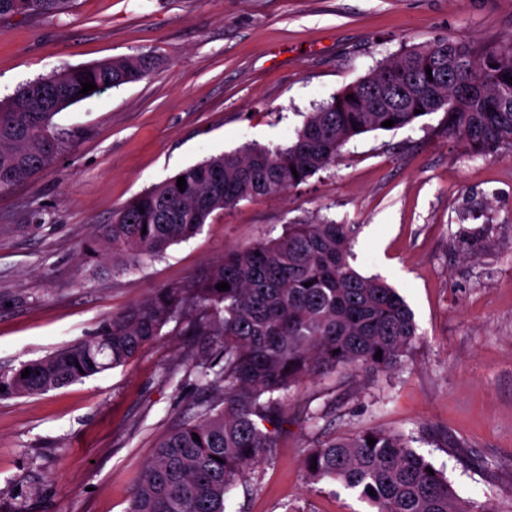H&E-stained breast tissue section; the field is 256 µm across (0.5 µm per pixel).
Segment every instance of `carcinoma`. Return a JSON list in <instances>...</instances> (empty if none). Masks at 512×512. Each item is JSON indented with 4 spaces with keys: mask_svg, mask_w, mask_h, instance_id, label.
<instances>
[{
    "mask_svg": "<svg viewBox=\"0 0 512 512\" xmlns=\"http://www.w3.org/2000/svg\"><path fill=\"white\" fill-rule=\"evenodd\" d=\"M73 3L0 0V18L57 15ZM151 68L145 56L102 61L30 81L1 101L0 191L63 151L64 137L48 132L61 110L137 82ZM506 75L512 77V47L480 56L468 43L446 38L407 50L311 113L291 145L207 158L179 172L186 180L182 192L175 176L153 186L118 209L88 250L112 260V272H124L192 237L218 209L297 187L334 163L352 138L382 129L388 119L399 129L441 110L448 133L470 150L511 153ZM86 81L97 89L82 95ZM354 230L332 220L290 224L276 239L227 251L194 278L158 290L82 341L0 370V398L43 394L122 366L172 319L186 317L189 335L224 339L220 358L202 357L195 365L198 381L217 391L222 408L204 409L157 442L129 512H225V495L276 447L286 423L282 395L320 374L390 372L417 336L414 315L396 289L350 264ZM221 282L230 289L217 290ZM27 368L30 375L21 377ZM369 437L376 439L372 446ZM430 467L404 435L378 430L326 441L305 459L310 480L331 479L377 512H475Z\"/></svg>",
    "mask_w": 512,
    "mask_h": 512,
    "instance_id": "cac0c4a2",
    "label": "carcinoma"
}]
</instances>
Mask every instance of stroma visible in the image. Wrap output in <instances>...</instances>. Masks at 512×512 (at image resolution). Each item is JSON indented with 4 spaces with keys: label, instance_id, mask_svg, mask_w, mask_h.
Listing matches in <instances>:
<instances>
[{
    "label": "stroma",
    "instance_id": "1",
    "mask_svg": "<svg viewBox=\"0 0 512 512\" xmlns=\"http://www.w3.org/2000/svg\"><path fill=\"white\" fill-rule=\"evenodd\" d=\"M444 38L480 53L507 45L512 0H76L56 16L0 19V100L63 69L154 61L142 80L60 111L67 148L0 191V368L75 343L288 225L353 224L351 265L404 298L414 344L391 374L292 387L277 448L226 512H367L304 466L310 449L365 430L405 435L459 496L512 512V153H472L444 112L355 137L305 183L215 211L135 269L103 272L84 255L134 197L243 145L287 146L378 62ZM484 227L492 248L478 254L467 240ZM221 345L172 321L126 365L0 399V512H129L156 441L215 403L190 364Z\"/></svg>",
    "mask_w": 512,
    "mask_h": 512
}]
</instances>
